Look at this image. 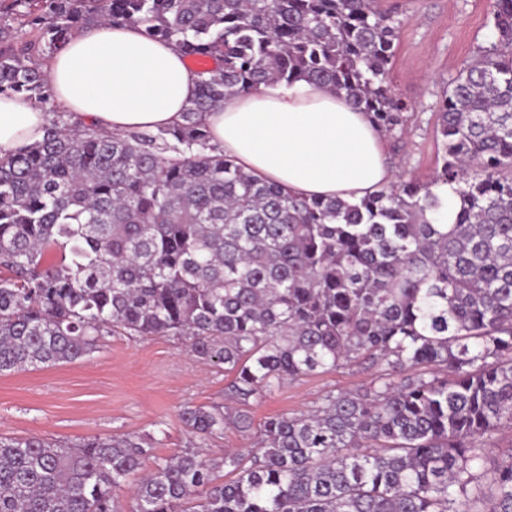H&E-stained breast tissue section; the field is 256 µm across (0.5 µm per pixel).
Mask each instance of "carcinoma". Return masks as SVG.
<instances>
[{
	"mask_svg": "<svg viewBox=\"0 0 512 512\" xmlns=\"http://www.w3.org/2000/svg\"><path fill=\"white\" fill-rule=\"evenodd\" d=\"M448 82L430 180L301 199L211 143L204 114L305 79L398 141L402 20L379 0H0V95L49 99L42 60L83 30L134 24L197 70L182 121L112 133L52 121L0 156V374L76 361L104 336H168L233 374L243 406L350 365L363 392L267 418L245 451L201 452L250 416L187 405L182 453L134 434L69 446L0 436V512H512V0ZM457 213L441 223L436 189ZM224 471L229 481L218 479Z\"/></svg>",
	"mask_w": 512,
	"mask_h": 512,
	"instance_id": "1",
	"label": "carcinoma"
}]
</instances>
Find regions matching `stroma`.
<instances>
[{
    "label": "stroma",
    "mask_w": 512,
    "mask_h": 512,
    "mask_svg": "<svg viewBox=\"0 0 512 512\" xmlns=\"http://www.w3.org/2000/svg\"><path fill=\"white\" fill-rule=\"evenodd\" d=\"M493 0H382L400 8L402 30L391 78L414 106L400 141L386 140L397 171L428 180L440 141L435 112L446 83L492 34ZM371 371L357 366L300 377L272 395L251 401L254 423L316 406L326 392L368 386ZM230 381L177 340L155 336L105 337L81 360L0 375V434L47 437L74 444L93 435L141 434L154 443L153 458L181 453L188 436L179 418L188 404L226 403Z\"/></svg>",
    "instance_id": "stroma-1"
}]
</instances>
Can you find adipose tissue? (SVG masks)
Masks as SVG:
<instances>
[{"instance_id": "ef3b65f1", "label": "adipose tissue", "mask_w": 512, "mask_h": 512, "mask_svg": "<svg viewBox=\"0 0 512 512\" xmlns=\"http://www.w3.org/2000/svg\"><path fill=\"white\" fill-rule=\"evenodd\" d=\"M52 101L108 132L176 125L197 74L173 45L140 27L106 24L71 38L48 67ZM204 120L214 145L255 177L299 198L357 200L395 179L380 133L330 87L300 80L228 99ZM45 110L0 95V154L40 140Z\"/></svg>"}]
</instances>
